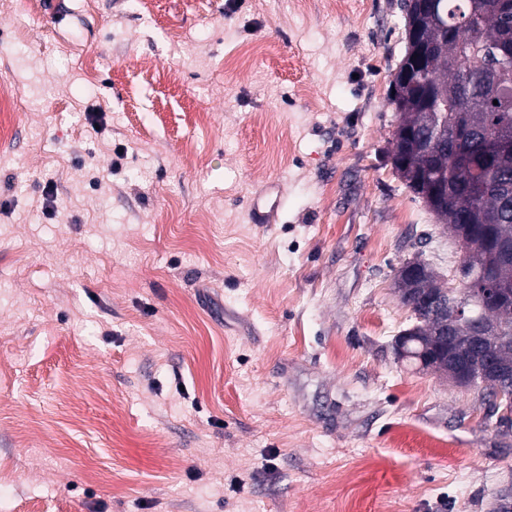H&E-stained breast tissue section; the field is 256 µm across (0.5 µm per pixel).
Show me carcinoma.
<instances>
[{"label": "carcinoma", "instance_id": "carcinoma-1", "mask_svg": "<svg viewBox=\"0 0 512 512\" xmlns=\"http://www.w3.org/2000/svg\"><path fill=\"white\" fill-rule=\"evenodd\" d=\"M405 55H410L415 43L429 47L422 76L421 92L399 104L391 102L400 113L399 127L428 132L440 128L445 143H450L458 123L473 132L471 148L477 167L493 168L495 175L484 186L469 185L448 174V148L428 155L417 145H403L393 134L391 161L399 178L416 197V185L411 174L426 171L433 176L435 194L445 203L425 205L447 228L460 245L461 260L472 268L484 264V254L478 241L463 242V225L490 224L494 235L512 243V207L504 200L512 197V164L500 165L488 158L481 140L500 133L512 134V86L491 81L497 61L498 46L512 41V9L502 7L500 0H437L433 10H422L413 0H404ZM479 319L504 323L512 329V304L499 308L487 305L473 311ZM403 352L400 358L417 364L419 356L430 346V320L414 316L413 324L403 330ZM458 357L476 363L482 359L512 366V347L487 341L479 348L461 349Z\"/></svg>", "mask_w": 512, "mask_h": 512}]
</instances>
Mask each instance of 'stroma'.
Returning a JSON list of instances; mask_svg holds the SVG:
<instances>
[{
    "label": "stroma",
    "mask_w": 512,
    "mask_h": 512,
    "mask_svg": "<svg viewBox=\"0 0 512 512\" xmlns=\"http://www.w3.org/2000/svg\"><path fill=\"white\" fill-rule=\"evenodd\" d=\"M145 2L0 0V512H492L512 427L394 351L460 257L402 0Z\"/></svg>",
    "instance_id": "stroma-1"
}]
</instances>
